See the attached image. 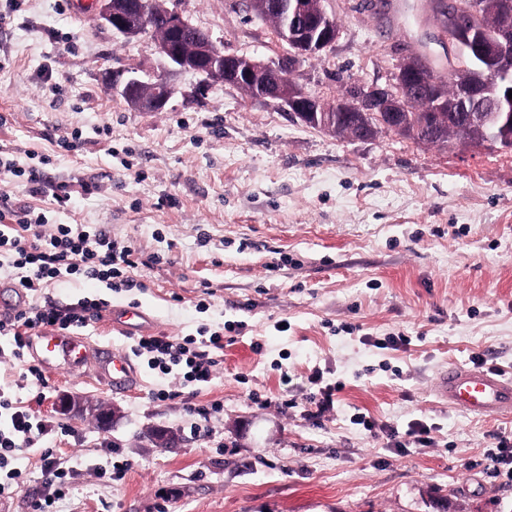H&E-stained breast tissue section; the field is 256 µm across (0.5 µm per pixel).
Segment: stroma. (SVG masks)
Returning a JSON list of instances; mask_svg holds the SVG:
<instances>
[{
	"instance_id": "obj_1",
	"label": "stroma",
	"mask_w": 512,
	"mask_h": 512,
	"mask_svg": "<svg viewBox=\"0 0 512 512\" xmlns=\"http://www.w3.org/2000/svg\"><path fill=\"white\" fill-rule=\"evenodd\" d=\"M0 0V149L44 182L68 184L61 207L24 178L0 182L48 224H87L130 243L143 289L65 275L40 296L66 309L104 299L112 310H153L159 333L220 332L215 378L201 386L160 378L113 393L91 372H48L50 392L0 382L70 435L52 439L69 467L54 499L39 456L23 451L22 489L0 512H512V481L487 459L512 419H480L437 403L449 365L482 356L512 374V152L458 140L424 144L383 131L336 137L290 117L274 100L228 84L197 94L193 72L166 69L153 32L126 39L67 0ZM227 54L284 53L270 20L246 0H162ZM339 36L291 75L331 102L350 85L392 82L403 58L441 56L438 25L415 0H326ZM166 73L174 94L137 112L110 92L107 69ZM78 140L79 148L64 144ZM49 164H42V157ZM411 336L408 349L373 339ZM334 388L315 416L310 378ZM168 390L162 401L149 393ZM85 411H59L62 399ZM115 410L111 428L91 407ZM376 424H354L356 414ZM431 429L424 446L408 436ZM173 430L163 448L153 430ZM398 431L394 447L390 431ZM128 463L106 478L111 448Z\"/></svg>"
}]
</instances>
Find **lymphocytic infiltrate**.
I'll list each match as a JSON object with an SVG mask.
<instances>
[{
    "instance_id": "lymphocytic-infiltrate-1",
    "label": "lymphocytic infiltrate",
    "mask_w": 512,
    "mask_h": 512,
    "mask_svg": "<svg viewBox=\"0 0 512 512\" xmlns=\"http://www.w3.org/2000/svg\"><path fill=\"white\" fill-rule=\"evenodd\" d=\"M4 263L19 270L16 285L33 298L24 310L0 319V336L10 338L9 357L18 362L23 361L31 336L49 327L65 331L87 326L100 318L107 306L103 300H84L65 310L35 304V297L61 275L114 282L128 289L138 285L126 274L127 269L137 265L130 244L86 224L44 223L32 210L1 193L0 265ZM223 347L222 336L216 334L201 340L150 334L137 337L132 352L144 358L149 369L164 375L175 373L184 381L206 385L215 378L213 353ZM58 431V424L21 406L11 389L0 385V496L20 490L21 473L13 462L19 452L36 446L41 449L43 476L58 489H65L62 462L44 445L45 439Z\"/></svg>"
}]
</instances>
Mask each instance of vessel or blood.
<instances>
[{"label": "vessel or blood", "mask_w": 512, "mask_h": 512, "mask_svg": "<svg viewBox=\"0 0 512 512\" xmlns=\"http://www.w3.org/2000/svg\"><path fill=\"white\" fill-rule=\"evenodd\" d=\"M152 322L151 313L139 305L112 314L113 325L129 336L146 334ZM27 351L46 368L91 369L112 391H132L139 382L129 354L65 331H40L31 338ZM436 395L449 409L476 418H512V376L491 367L449 366L437 382Z\"/></svg>", "instance_id": "1"}]
</instances>
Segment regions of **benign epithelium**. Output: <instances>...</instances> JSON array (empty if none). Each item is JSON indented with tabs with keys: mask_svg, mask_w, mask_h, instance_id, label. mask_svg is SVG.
<instances>
[{
	"mask_svg": "<svg viewBox=\"0 0 512 512\" xmlns=\"http://www.w3.org/2000/svg\"><path fill=\"white\" fill-rule=\"evenodd\" d=\"M99 15L112 31L124 38L141 33L146 21L162 27L167 37L158 50L172 67L202 76L198 92L203 94L213 82L232 85L257 100H276L301 121L333 134L340 132L342 115L353 113L364 124L404 134L420 133L457 112L461 120L458 139L473 145L500 146L512 150V11L502 0H450L440 36L435 38L443 57L430 68L424 84L417 78L421 57L404 60L394 82L354 85L351 92L331 104L322 103L289 81L280 72L292 70L300 58L331 47L339 36L336 22L323 0H251L258 11H272L281 17L278 37L291 44L286 56L275 60H255L226 55L209 36L189 24L178 13L156 6L158 0H98ZM458 77L453 101L439 88L437 74ZM112 92L140 112L164 110L174 93L163 75L145 82L125 69L104 74ZM152 93L141 94L143 85Z\"/></svg>",
	"mask_w": 512,
	"mask_h": 512,
	"instance_id": "7a95c632",
	"label": "benign epithelium"
}]
</instances>
